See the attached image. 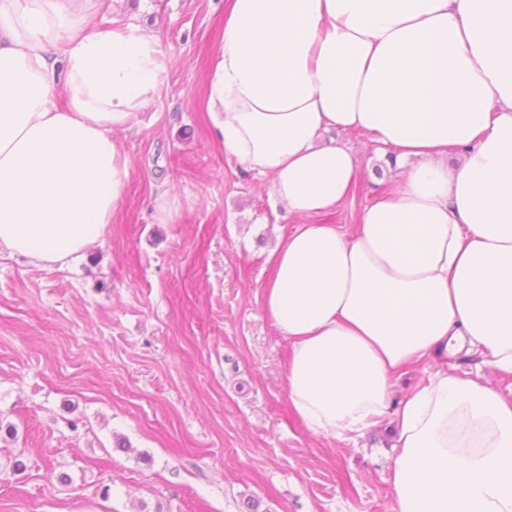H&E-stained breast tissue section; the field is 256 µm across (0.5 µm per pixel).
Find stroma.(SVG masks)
Returning <instances> with one entry per match:
<instances>
[{"mask_svg":"<svg viewBox=\"0 0 512 512\" xmlns=\"http://www.w3.org/2000/svg\"><path fill=\"white\" fill-rule=\"evenodd\" d=\"M93 15L139 26L171 64L116 134L131 179L87 257L59 270L0 255V512H392L394 419L343 441L288 402L290 348L263 291L296 220L208 117L224 0H93ZM343 140L357 177L320 221L351 234L391 181L371 135ZM165 191L171 224L156 218ZM448 371L512 398V373L481 354Z\"/></svg>","mask_w":512,"mask_h":512,"instance_id":"obj_1","label":"stroma"}]
</instances>
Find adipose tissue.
<instances>
[{
    "instance_id": "ef3b65f1",
    "label": "adipose tissue",
    "mask_w": 512,
    "mask_h": 512,
    "mask_svg": "<svg viewBox=\"0 0 512 512\" xmlns=\"http://www.w3.org/2000/svg\"><path fill=\"white\" fill-rule=\"evenodd\" d=\"M92 19L90 0H0V254L45 268L111 223L115 134L168 68L137 26ZM207 107L300 220L263 306L312 434L378 425L407 366L475 349L512 372V0H227ZM330 131L370 132L395 181L351 235L314 221L357 176ZM396 424L393 512H512V399L439 368Z\"/></svg>"
}]
</instances>
